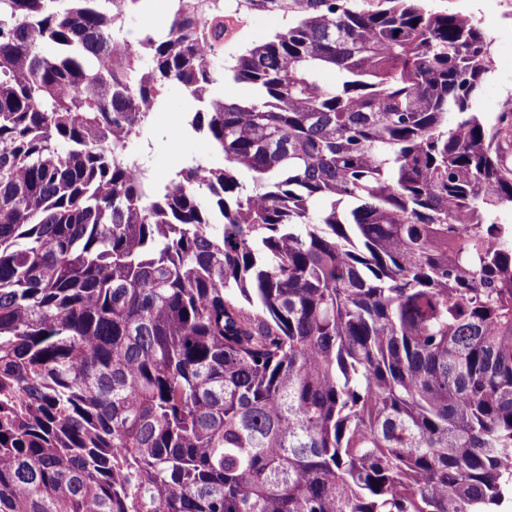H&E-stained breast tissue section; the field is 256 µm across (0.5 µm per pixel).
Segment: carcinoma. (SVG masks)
Listing matches in <instances>:
<instances>
[{
	"label": "carcinoma",
	"instance_id": "1",
	"mask_svg": "<svg viewBox=\"0 0 512 512\" xmlns=\"http://www.w3.org/2000/svg\"><path fill=\"white\" fill-rule=\"evenodd\" d=\"M142 2L0 0V512H501L512 135L472 110L478 23L310 0L219 66L185 3L130 53ZM173 86L224 167L160 183L126 137Z\"/></svg>",
	"mask_w": 512,
	"mask_h": 512
}]
</instances>
